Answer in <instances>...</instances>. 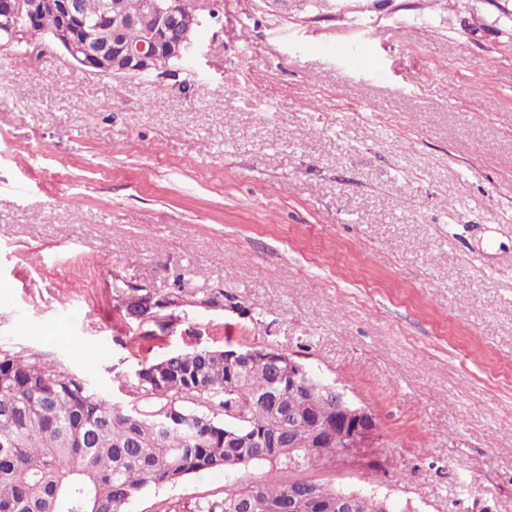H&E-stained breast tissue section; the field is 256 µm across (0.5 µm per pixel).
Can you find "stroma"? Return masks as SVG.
<instances>
[{
	"label": "stroma",
	"mask_w": 512,
	"mask_h": 512,
	"mask_svg": "<svg viewBox=\"0 0 512 512\" xmlns=\"http://www.w3.org/2000/svg\"><path fill=\"white\" fill-rule=\"evenodd\" d=\"M151 78L0 55V350L138 400L146 362L268 345L373 412L402 512H512V0H206ZM181 293L146 340L113 289ZM223 290L224 306H194ZM267 468L193 474L177 512Z\"/></svg>",
	"instance_id": "35a3bbf8"
}]
</instances>
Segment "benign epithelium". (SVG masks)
Masks as SVG:
<instances>
[{"mask_svg": "<svg viewBox=\"0 0 512 512\" xmlns=\"http://www.w3.org/2000/svg\"><path fill=\"white\" fill-rule=\"evenodd\" d=\"M144 11L153 24L144 31L142 39L129 44L119 37L125 27L135 26L138 19L123 15L114 0H101L99 13L85 14L81 0H0V34L14 40L25 34L28 40L43 38L39 19L51 13L58 20V30L51 40L81 66L93 70L114 72H149L163 58L187 59L196 48L200 26L197 0H144ZM292 382L302 380L322 387L336 402V412L343 425L353 424L352 438L371 441L362 430L369 420L366 409L356 406L345 389L326 384L301 362H289ZM305 501L317 512H367L369 503L357 495H338L324 505L317 504L306 488L288 489V510Z\"/></svg>", "mask_w": 512, "mask_h": 512, "instance_id": "obj_1", "label": "benign epithelium"}]
</instances>
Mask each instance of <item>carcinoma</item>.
<instances>
[{
  "label": "carcinoma",
  "mask_w": 512,
  "mask_h": 512,
  "mask_svg": "<svg viewBox=\"0 0 512 512\" xmlns=\"http://www.w3.org/2000/svg\"><path fill=\"white\" fill-rule=\"evenodd\" d=\"M134 289H117L126 319ZM161 307L142 325V337L173 330L181 296H160ZM252 348L188 347L142 365L137 372L141 402L121 409L83 379L58 372L17 353L0 352V512H127L152 487L175 484L190 474L235 472L268 466L265 480L224 485L220 497L183 507L182 512H276L288 507V488L309 487L327 501L339 493L309 479L308 471L329 457L344 462L376 456L348 448L336 425V408L320 391L288 386V355L270 365L251 360ZM331 431L315 447L317 421ZM302 442L288 448V424Z\"/></svg>",
  "instance_id": "1"
}]
</instances>
